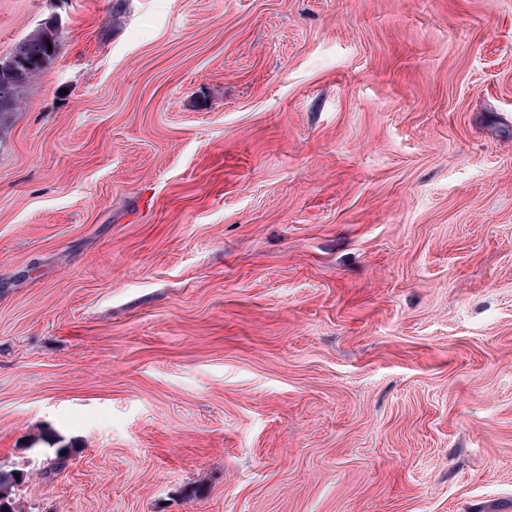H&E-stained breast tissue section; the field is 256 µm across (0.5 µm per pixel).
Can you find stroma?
<instances>
[{"instance_id": "35a3bbf8", "label": "stroma", "mask_w": 512, "mask_h": 512, "mask_svg": "<svg viewBox=\"0 0 512 512\" xmlns=\"http://www.w3.org/2000/svg\"><path fill=\"white\" fill-rule=\"evenodd\" d=\"M21 512H512V0H0ZM48 43H51L52 51H48ZM60 48L56 27L51 24L35 29L15 45L9 55L15 57L14 68L0 71L1 92L8 90L15 103L8 108L1 106L0 127L17 112L27 86L59 56Z\"/></svg>"}]
</instances>
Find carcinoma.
<instances>
[{
  "label": "carcinoma",
  "mask_w": 512,
  "mask_h": 512,
  "mask_svg": "<svg viewBox=\"0 0 512 512\" xmlns=\"http://www.w3.org/2000/svg\"><path fill=\"white\" fill-rule=\"evenodd\" d=\"M60 48L56 27L51 24L35 29L15 45L11 52L15 66L0 71V89L8 90L15 103L0 109V127L9 122L27 86L59 56ZM15 484V475H0V512H15V499L12 498Z\"/></svg>",
  "instance_id": "obj_1"
}]
</instances>
